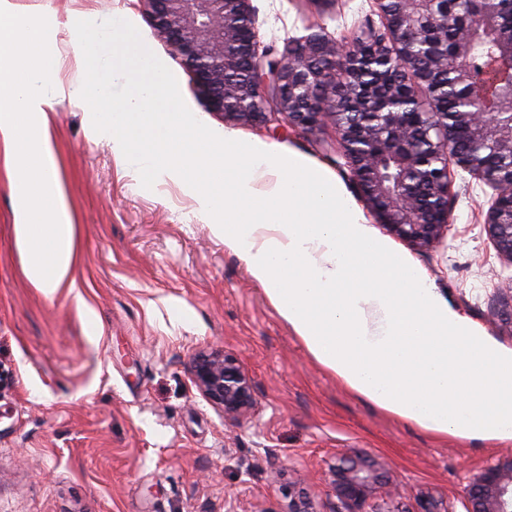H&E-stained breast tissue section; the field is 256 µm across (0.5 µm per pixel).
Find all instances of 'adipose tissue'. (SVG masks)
<instances>
[{"instance_id":"adipose-tissue-1","label":"adipose tissue","mask_w":512,"mask_h":512,"mask_svg":"<svg viewBox=\"0 0 512 512\" xmlns=\"http://www.w3.org/2000/svg\"><path fill=\"white\" fill-rule=\"evenodd\" d=\"M53 17L0 0V170L11 187L13 241L26 283L74 295L86 334L97 315L77 294L79 227L51 137L67 94L84 122L141 184L177 183L193 213L244 261L312 359L376 408L441 438L512 442V346L451 306L407 255L368 227L326 170L233 133L202 132L148 53L126 55L127 25L90 31L78 61L95 85L61 84ZM132 73L110 101L100 74Z\"/></svg>"}]
</instances>
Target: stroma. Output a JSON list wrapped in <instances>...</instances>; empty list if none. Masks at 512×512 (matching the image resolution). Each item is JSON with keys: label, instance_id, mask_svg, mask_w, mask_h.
Returning a JSON list of instances; mask_svg holds the SVG:
<instances>
[{"label": "stroma", "instance_id": "obj_1", "mask_svg": "<svg viewBox=\"0 0 512 512\" xmlns=\"http://www.w3.org/2000/svg\"><path fill=\"white\" fill-rule=\"evenodd\" d=\"M60 23L63 83L86 81L70 19L130 22L133 41L166 68L174 92L206 131L284 145L332 172L366 207L332 126L259 127L207 112L191 75L145 18L138 0H14ZM263 42L281 53L314 32L354 39L379 27L373 0H252ZM84 105H53L52 134L73 218L80 226L78 285L101 324L89 341L72 297L29 288L11 233L10 188L0 178V512H284L280 487L303 492L313 512H337L329 468L343 455L374 460L383 512H466L473 475L511 456L512 444L440 439L373 407L319 366L250 276L194 217L172 181L127 174L93 140ZM493 188L450 169L451 222L420 249L389 236L449 303L489 336L512 345V261L485 228ZM236 356L256 412L225 418L194 385L195 355Z\"/></svg>", "mask_w": 512, "mask_h": 512}]
</instances>
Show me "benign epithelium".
Segmentation results:
<instances>
[{
  "mask_svg": "<svg viewBox=\"0 0 512 512\" xmlns=\"http://www.w3.org/2000/svg\"><path fill=\"white\" fill-rule=\"evenodd\" d=\"M143 12L189 70L205 107L255 125L334 126L359 192L391 232L419 247L450 224L449 163L496 190L485 216L497 251L512 261V83L507 104L471 94L457 112L442 111L435 88L442 59L439 32L460 28L457 84L472 80L473 46L495 31L487 7L469 23L448 0H374L382 29L350 44L325 33L293 40L279 56L264 45L251 0H140ZM494 64L512 71V38L497 40ZM333 95H326L327 90ZM191 377L201 395L234 419L255 407L245 368L224 351L200 353ZM512 459L489 465L464 487L467 512H512ZM340 512H369L375 466L345 457L330 467ZM285 512H312L293 487Z\"/></svg>",
  "mask_w": 512,
  "mask_h": 512,
  "instance_id": "benign-epithelium-1",
  "label": "benign epithelium"
}]
</instances>
